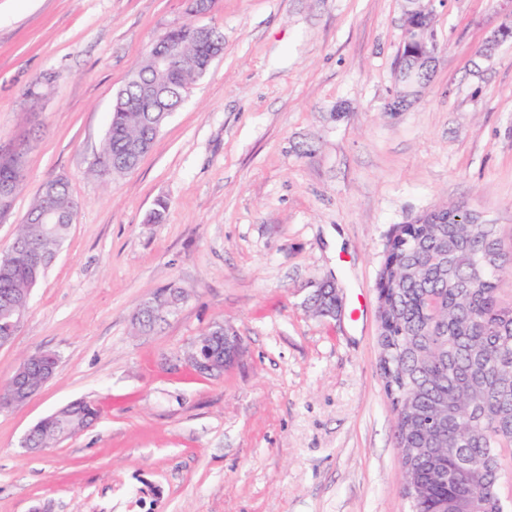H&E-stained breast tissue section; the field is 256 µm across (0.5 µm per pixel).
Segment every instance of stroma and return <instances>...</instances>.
Segmentation results:
<instances>
[{
	"mask_svg": "<svg viewBox=\"0 0 512 512\" xmlns=\"http://www.w3.org/2000/svg\"><path fill=\"white\" fill-rule=\"evenodd\" d=\"M405 0H216L224 52L131 172L93 164L112 101L188 0H0V146L24 183L78 203L0 383L37 351L54 379L0 410V512H409L378 371L377 276L398 225L464 204L512 245V42L502 0H448L428 85L401 112ZM159 221H150L154 209ZM333 281L334 319L308 295ZM175 283L153 331L132 318ZM242 340L218 377L184 363L210 325ZM88 398L91 427L33 454L41 419Z\"/></svg>",
	"mask_w": 512,
	"mask_h": 512,
	"instance_id": "stroma-1",
	"label": "stroma"
}]
</instances>
